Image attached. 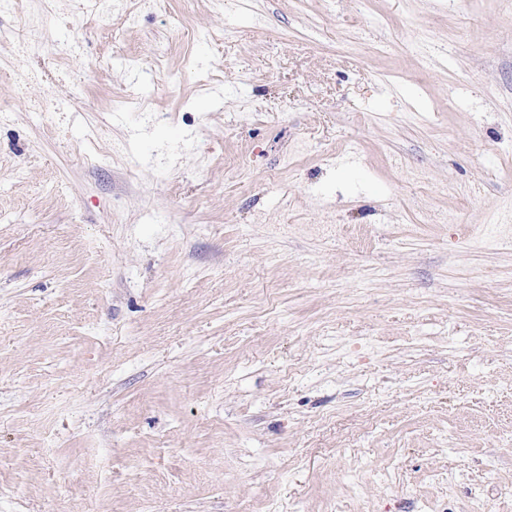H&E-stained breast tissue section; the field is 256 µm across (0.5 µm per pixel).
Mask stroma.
Returning <instances> with one entry per match:
<instances>
[{"instance_id":"35a3bbf8","label":"stroma","mask_w":512,"mask_h":512,"mask_svg":"<svg viewBox=\"0 0 512 512\" xmlns=\"http://www.w3.org/2000/svg\"><path fill=\"white\" fill-rule=\"evenodd\" d=\"M0 8V512H512V0Z\"/></svg>"}]
</instances>
